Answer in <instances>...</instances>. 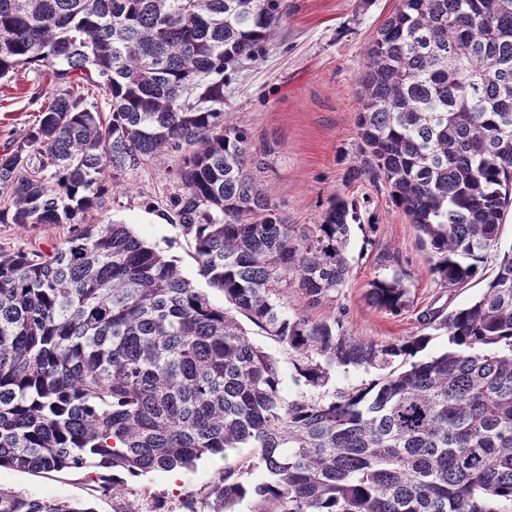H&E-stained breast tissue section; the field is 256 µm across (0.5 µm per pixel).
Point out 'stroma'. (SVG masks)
Listing matches in <instances>:
<instances>
[{"label":"stroma","instance_id":"stroma-1","mask_svg":"<svg viewBox=\"0 0 512 512\" xmlns=\"http://www.w3.org/2000/svg\"><path fill=\"white\" fill-rule=\"evenodd\" d=\"M397 4L398 0H288L277 36L265 45L260 59L224 74V110L261 151L257 178L289 223H320L327 199L336 193L356 202L360 223L353 228L348 249V279L335 298L324 300L311 313L324 318L346 310L350 334L379 341L419 333L422 312L467 304L484 286L478 278L462 288L436 284L413 224L392 204L387 188L349 178L350 169L361 163L357 114L364 54ZM38 90L48 95L54 90L43 66H28L16 79L0 80V148L32 124L38 105L31 95ZM120 180L126 191L112 194L103 210L93 212L91 223L128 225L136 236L173 256L187 278L206 288L214 305H223V293L207 288L191 244L168 218L169 197L177 186L174 163L129 171ZM67 232V227L55 224L24 229L0 224V246L47 251ZM386 251L411 275L414 304L397 317L370 306L366 299L368 282L388 272L380 262ZM217 466V460L205 458L177 475L153 472L130 477L117 496L98 492L82 471L47 475L4 468L0 487L34 497L86 500L96 512H122L130 500L137 501L141 512H156L161 506L166 512H184L190 497L197 512H213L204 496Z\"/></svg>","mask_w":512,"mask_h":512}]
</instances>
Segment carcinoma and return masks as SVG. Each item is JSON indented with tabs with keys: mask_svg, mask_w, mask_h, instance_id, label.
Wrapping results in <instances>:
<instances>
[{
	"mask_svg": "<svg viewBox=\"0 0 512 512\" xmlns=\"http://www.w3.org/2000/svg\"><path fill=\"white\" fill-rule=\"evenodd\" d=\"M287 9L0 0V79L47 64L55 84L0 154V223L71 226L51 252L0 246V469L110 472L115 495L217 457L214 512H512V0H399L365 52L353 177L390 189L442 287L493 262L474 300L392 342L308 313L349 276L355 205L336 194L321 223H288L224 117V72L257 60ZM170 159V219L225 307L128 225L86 222L119 175ZM367 296L394 316L413 304L400 270ZM239 315L288 347L298 385L379 374L287 399ZM435 332L447 349L420 358ZM0 512L95 509L0 488Z\"/></svg>",
	"mask_w": 512,
	"mask_h": 512,
	"instance_id": "carcinoma-1",
	"label": "carcinoma"
}]
</instances>
